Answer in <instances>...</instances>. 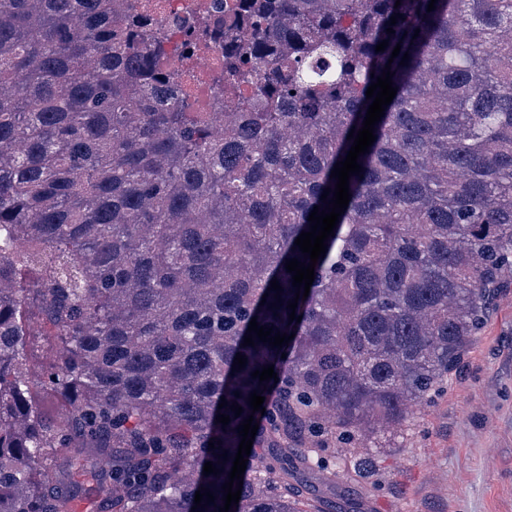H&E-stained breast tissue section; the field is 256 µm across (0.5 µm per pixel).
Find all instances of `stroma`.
<instances>
[{"mask_svg":"<svg viewBox=\"0 0 512 512\" xmlns=\"http://www.w3.org/2000/svg\"><path fill=\"white\" fill-rule=\"evenodd\" d=\"M367 454L339 482L366 512H512V289L434 401Z\"/></svg>","mask_w":512,"mask_h":512,"instance_id":"obj_1","label":"stroma"}]
</instances>
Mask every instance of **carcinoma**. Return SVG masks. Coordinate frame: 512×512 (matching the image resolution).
<instances>
[{
  "mask_svg": "<svg viewBox=\"0 0 512 512\" xmlns=\"http://www.w3.org/2000/svg\"><path fill=\"white\" fill-rule=\"evenodd\" d=\"M120 3L0 0V512H219L261 416L272 446L229 512H364L304 474L336 489L338 448L368 469L512 288V0L203 5L199 28L224 13L222 112L187 102L151 4ZM388 63L397 93L297 300L285 263L310 262L295 240ZM254 317L295 337L245 347Z\"/></svg>",
  "mask_w": 512,
  "mask_h": 512,
  "instance_id": "cac0c4a2",
  "label": "carcinoma"
}]
</instances>
